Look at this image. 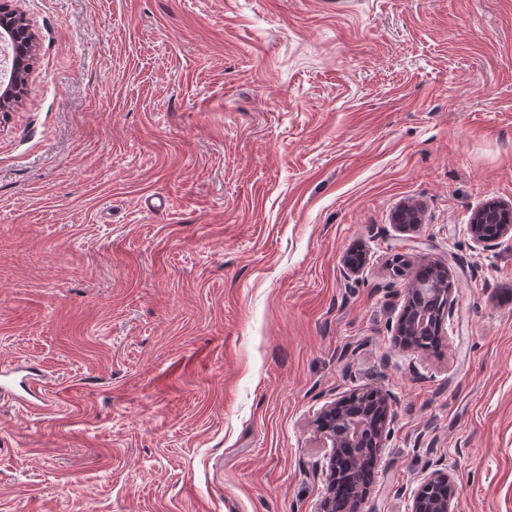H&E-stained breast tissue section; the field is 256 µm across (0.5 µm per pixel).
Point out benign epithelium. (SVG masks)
Masks as SVG:
<instances>
[{"instance_id":"1","label":"benign epithelium","mask_w":512,"mask_h":512,"mask_svg":"<svg viewBox=\"0 0 512 512\" xmlns=\"http://www.w3.org/2000/svg\"><path fill=\"white\" fill-rule=\"evenodd\" d=\"M34 56L33 41L11 48V69L8 87L0 89V112H9L21 101L31 71L29 58ZM491 208L504 212V223L489 231L482 225L488 207L479 209L468 224V232L477 245H486L512 234V211L498 204ZM420 210L404 206L396 215V227L402 231L416 228ZM428 268L437 272L444 288L437 289L430 279L411 281L405 288L404 305L391 325L398 348L415 352L418 347L412 337L423 332L438 336L446 333L447 319L452 316L454 281L445 263L433 262ZM394 396L383 389H353L324 406L319 417L320 431L330 448L323 476L326 493L320 512H335L336 487L345 486L351 495L346 499L347 512H364L369 486L364 484L365 470L374 465L385 448L393 419ZM454 482L453 475L443 468L425 473L411 492L409 512H458L455 498L446 492Z\"/></svg>"}]
</instances>
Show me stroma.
I'll use <instances>...</instances> for the list:
<instances>
[{
    "mask_svg": "<svg viewBox=\"0 0 512 512\" xmlns=\"http://www.w3.org/2000/svg\"><path fill=\"white\" fill-rule=\"evenodd\" d=\"M0 116V512H320V409L397 396L366 512L431 466L512 512V0H11ZM421 209L411 232L394 225ZM366 256L345 277L351 249ZM449 265L439 351L390 324ZM9 47L11 49V69L7 79L9 85L6 87L7 83L5 86L1 83L0 112H10L21 101L23 90L27 85V76L31 71V61L34 57L33 38L19 47L18 44L14 47L9 45ZM27 48H29L28 51ZM30 56L31 59L29 60ZM489 207H491L493 209H498V210H501L502 212H504V216H505L504 223H507V224H498L492 230L491 233L487 229L493 228V226H494L493 223L487 224V229H486V226H484L483 224H480V223L484 222L485 214H486V212H488ZM511 212H512L511 210L505 209L498 204H488V205L482 207L481 209H479L474 214L470 224L467 225L468 226L467 230H468L469 234L471 235L473 242L479 246L486 245V244L493 242L497 239L503 238L509 234L511 235L512 234Z\"/></svg>",
    "mask_w": 512,
    "mask_h": 512,
    "instance_id": "obj_1",
    "label": "stroma"
}]
</instances>
